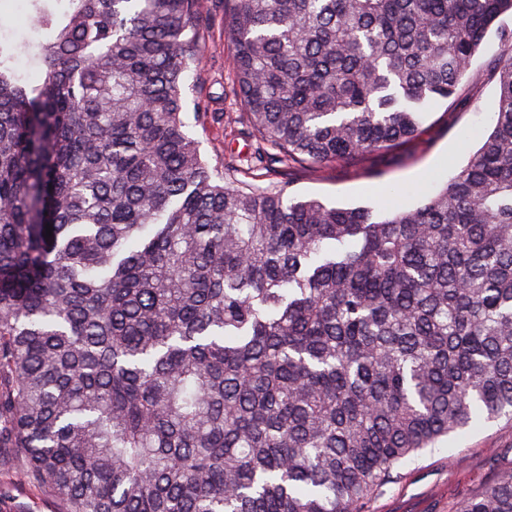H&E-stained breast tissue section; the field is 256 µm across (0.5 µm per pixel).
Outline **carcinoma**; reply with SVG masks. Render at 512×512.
I'll return each instance as SVG.
<instances>
[{
	"instance_id": "carcinoma-1",
	"label": "carcinoma",
	"mask_w": 512,
	"mask_h": 512,
	"mask_svg": "<svg viewBox=\"0 0 512 512\" xmlns=\"http://www.w3.org/2000/svg\"><path fill=\"white\" fill-rule=\"evenodd\" d=\"M30 2L40 83L0 40V474L57 512H365L512 417V0H229L232 90L284 176L415 136L498 26L492 130L377 217L203 157L206 0ZM456 512H512V469Z\"/></svg>"
}]
</instances>
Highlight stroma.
I'll list each match as a JSON object with an SVG mask.
<instances>
[{"instance_id":"obj_1","label":"stroma","mask_w":512,"mask_h":512,"mask_svg":"<svg viewBox=\"0 0 512 512\" xmlns=\"http://www.w3.org/2000/svg\"><path fill=\"white\" fill-rule=\"evenodd\" d=\"M208 37L201 69L190 83L209 92L206 113L188 131L202 144L205 157L237 169L239 181L267 188L278 177L250 171L257 143L249 124L239 116L229 83L224 37V0H209ZM30 0H0V35L14 41L37 42L31 28ZM505 52L496 33H489L457 99L436 104L424 113L420 133L387 149L348 163L315 171L295 170L294 195L316 198L336 207H378L386 187L405 186L411 195L402 203L417 205L414 189L436 190L467 164L479 131L489 129L497 85L487 76L488 62ZM512 469V421L482 422L440 440L406 460L400 476L375 495L368 512H454L457 502L477 492L498 473ZM0 512H56L52 496L28 483L0 475Z\"/></svg>"}]
</instances>
